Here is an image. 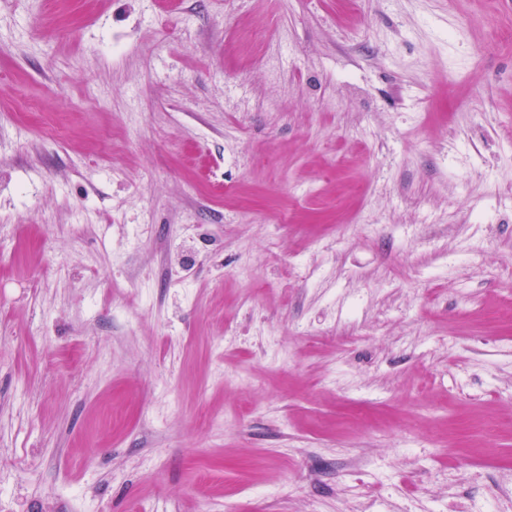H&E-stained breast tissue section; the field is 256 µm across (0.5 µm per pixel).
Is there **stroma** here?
<instances>
[{"instance_id":"stroma-1","label":"stroma","mask_w":512,"mask_h":512,"mask_svg":"<svg viewBox=\"0 0 512 512\" xmlns=\"http://www.w3.org/2000/svg\"><path fill=\"white\" fill-rule=\"evenodd\" d=\"M512 0H0V512H512Z\"/></svg>"}]
</instances>
